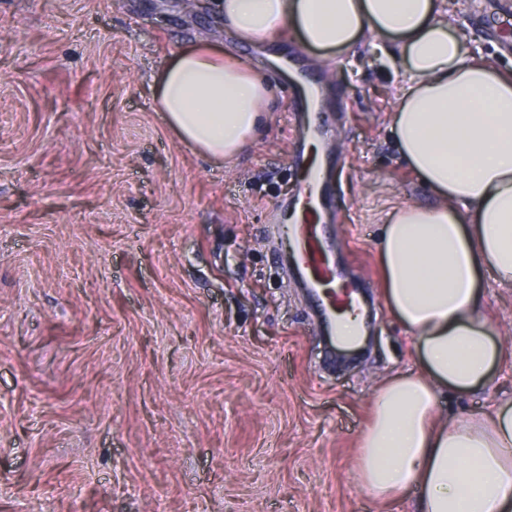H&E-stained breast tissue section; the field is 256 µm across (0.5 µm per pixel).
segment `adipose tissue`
I'll use <instances>...</instances> for the list:
<instances>
[{"label":"adipose tissue","mask_w":512,"mask_h":512,"mask_svg":"<svg viewBox=\"0 0 512 512\" xmlns=\"http://www.w3.org/2000/svg\"><path fill=\"white\" fill-rule=\"evenodd\" d=\"M221 2L225 29L253 43L287 29L323 51L369 33L397 42L407 86L390 131L442 205L395 209L381 231L384 295L417 357L373 396L359 484L384 503L421 489L419 512H512V400L436 420L441 393L486 384L499 355L478 275L512 287V72L483 61L437 0ZM267 97L258 73L194 47L165 67L155 100L180 142L221 161L253 138Z\"/></svg>","instance_id":"adipose-tissue-1"}]
</instances>
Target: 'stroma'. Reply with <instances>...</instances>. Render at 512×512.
<instances>
[{
    "label": "stroma",
    "mask_w": 512,
    "mask_h": 512,
    "mask_svg": "<svg viewBox=\"0 0 512 512\" xmlns=\"http://www.w3.org/2000/svg\"><path fill=\"white\" fill-rule=\"evenodd\" d=\"M438 4L512 71V0ZM206 44L269 87L258 137L222 163L154 101L174 56ZM291 54L331 91L316 117L341 132L337 250L376 309L346 364L272 262L271 215L302 184ZM399 68L372 38L238 41L217 0H0V512H416L419 491L384 506L356 476L375 388L415 355L383 293L381 224L438 203L389 134ZM481 283L501 356L487 385L441 396L448 421L512 397V288L486 268Z\"/></svg>",
    "instance_id": "35a3bbf8"
}]
</instances>
